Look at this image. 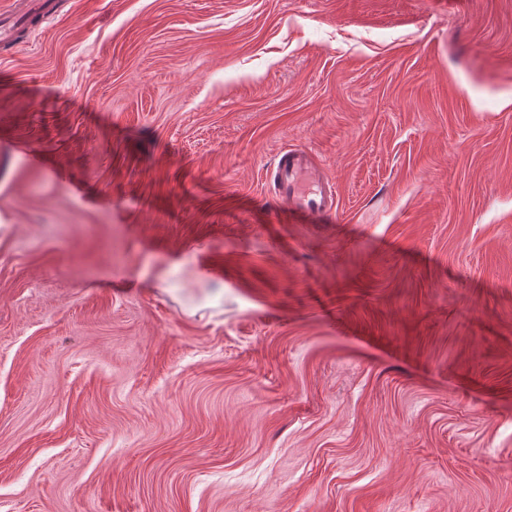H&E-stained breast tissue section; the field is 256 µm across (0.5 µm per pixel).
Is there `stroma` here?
Instances as JSON below:
<instances>
[{
    "label": "stroma",
    "mask_w": 512,
    "mask_h": 512,
    "mask_svg": "<svg viewBox=\"0 0 512 512\" xmlns=\"http://www.w3.org/2000/svg\"><path fill=\"white\" fill-rule=\"evenodd\" d=\"M60 2L0 59V512H512V0ZM266 181L269 193L292 214L329 217L339 208L335 181L306 147H286L278 152L266 171Z\"/></svg>",
    "instance_id": "35a3bbf8"
}]
</instances>
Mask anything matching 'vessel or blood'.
I'll return each mask as SVG.
<instances>
[{
	"label": "vessel or blood",
	"instance_id": "vessel-or-blood-1",
	"mask_svg": "<svg viewBox=\"0 0 512 512\" xmlns=\"http://www.w3.org/2000/svg\"><path fill=\"white\" fill-rule=\"evenodd\" d=\"M52 8L51 0H27L21 10L8 5L0 11V43L10 44L17 29L31 16L49 17ZM266 181L271 195L292 214L306 218L329 217L339 208L335 181L308 148H283L267 169Z\"/></svg>",
	"mask_w": 512,
	"mask_h": 512
}]
</instances>
